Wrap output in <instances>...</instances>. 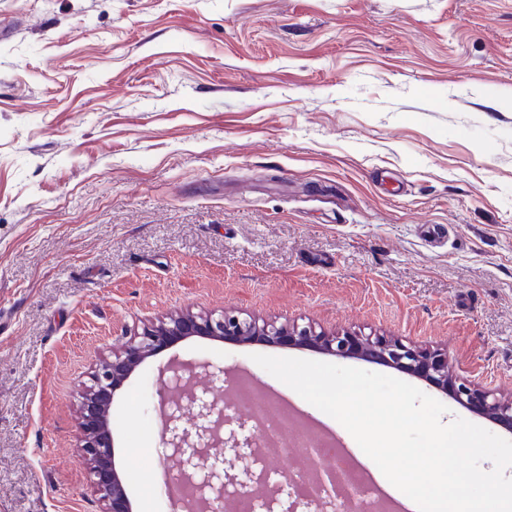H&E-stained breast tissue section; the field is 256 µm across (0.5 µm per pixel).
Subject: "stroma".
Wrapping results in <instances>:
<instances>
[{
  "label": "stroma",
  "mask_w": 512,
  "mask_h": 512,
  "mask_svg": "<svg viewBox=\"0 0 512 512\" xmlns=\"http://www.w3.org/2000/svg\"><path fill=\"white\" fill-rule=\"evenodd\" d=\"M180 310L441 348L512 396V0H0V512H104L82 394ZM257 354L327 359L193 338L116 392L135 512H171L131 478L169 359L336 429Z\"/></svg>",
  "instance_id": "stroma-1"
}]
</instances>
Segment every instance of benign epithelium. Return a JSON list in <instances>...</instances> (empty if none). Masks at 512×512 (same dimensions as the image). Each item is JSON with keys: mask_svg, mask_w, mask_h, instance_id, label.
Returning a JSON list of instances; mask_svg holds the SVG:
<instances>
[{"mask_svg": "<svg viewBox=\"0 0 512 512\" xmlns=\"http://www.w3.org/2000/svg\"><path fill=\"white\" fill-rule=\"evenodd\" d=\"M193 337L314 349L339 357L357 356L423 378L458 403L512 430V399L478 384L458 380L450 374L448 354L438 349L407 345L388 336L318 331L310 324L301 326L295 322L243 318L232 311H226L220 317L181 311L147 323L121 354L102 360L94 376V385L84 394L81 448L97 491L107 503L106 512H133L113 450L111 420L115 392L148 359ZM198 368L206 376L205 385L195 387L190 384L191 377L173 370L169 391L159 394L158 399L161 415L159 444L166 449L162 457L163 467L176 469V481L193 491L191 501L174 502L173 510L236 512L243 499L249 503L252 512L260 506L269 512L272 500L267 496V486L274 485L279 494L286 496L288 476L281 475L272 480L267 474L248 472L247 479L238 482L235 496L228 498L224 496V480L232 482L234 478L224 472V454L216 455L210 471L201 474L200 460L209 449L226 448L236 458L246 459L256 454L259 438L253 424L246 420L238 421L235 428L229 427L224 407V369L213 370L208 362L199 364ZM188 407L195 412L191 424L184 422V410ZM336 475L334 469L311 474L312 482L324 491L318 503L335 504Z\"/></svg>", "mask_w": 512, "mask_h": 512, "instance_id": "7a95c632", "label": "benign epithelium"}]
</instances>
